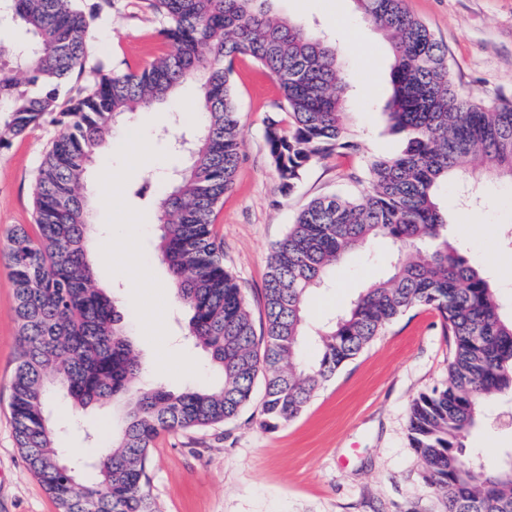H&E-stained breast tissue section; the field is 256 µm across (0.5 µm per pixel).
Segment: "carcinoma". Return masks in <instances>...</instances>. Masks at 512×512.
Segmentation results:
<instances>
[{"instance_id":"cac0c4a2","label":"carcinoma","mask_w":512,"mask_h":512,"mask_svg":"<svg viewBox=\"0 0 512 512\" xmlns=\"http://www.w3.org/2000/svg\"><path fill=\"white\" fill-rule=\"evenodd\" d=\"M272 2L144 0L160 21L157 53L135 68L95 66L92 83L63 100L61 88L86 69L95 19L111 12L114 0L88 12L73 0H0V27L15 23L31 36L0 40V148L33 125L61 126L35 173L34 224H19L8 236L19 336L11 383L17 447L59 512H155L147 461L160 434L236 420L260 376L262 425L292 420L394 320L429 308L453 350L446 384L409 405L410 447L443 512H512V453L472 462L462 456L483 402L512 395V318L489 279L448 241V216L437 200L439 184L450 178L467 190L463 209L480 198L485 179L512 180V101L460 96L447 47L403 0H354L389 42L392 92L384 115L406 144L369 163L368 193L312 200L273 245L259 333L214 232L216 207L235 184L241 156L235 58L251 57L279 88L286 118L269 121L266 140L284 190L311 161L355 148L347 140L348 87L336 47L279 16ZM187 81L199 84L200 121L186 147L172 149L186 164L166 174L158 250L189 312L185 337L222 381L174 392L143 382L118 300L96 284L87 176L118 125L171 99ZM376 240L396 246L391 275L327 316L316 330L314 357L303 359L309 294L327 286L336 262ZM55 386L82 408L123 404L125 425L94 464L90 484L66 462L46 418Z\"/></svg>"}]
</instances>
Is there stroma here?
Here are the masks:
<instances>
[{"mask_svg":"<svg viewBox=\"0 0 512 512\" xmlns=\"http://www.w3.org/2000/svg\"><path fill=\"white\" fill-rule=\"evenodd\" d=\"M407 11L425 23L448 48V67L463 96L492 102L512 100V0H404ZM284 18L314 34L336 39L343 75L350 87L349 139L357 143L337 159L312 162L292 191H284L265 138L269 118L280 117V96L265 70L247 58L234 63L233 81L243 159L235 186L215 211L214 230L224 247V265L246 295L255 322H263V288L271 248L298 212L325 196L358 195L369 187L370 161L402 149L390 133L381 106L391 90L386 42L355 10L354 0H274ZM158 22L141 0H115L98 20L89 65L108 69L141 62L156 42ZM153 110L138 114L141 157L116 160L100 149L93 175L113 174L122 190L110 207L123 217L112 228L114 249H132L146 269L149 288L129 298L124 268L98 261L99 287L112 292L124 312V329L139 352L146 380L179 390L216 384L205 353L183 340L187 313L177 301L168 271L156 249L159 234L155 200L163 174L177 159L156 137ZM58 126L45 122L0 149V252L10 230L33 221L36 168ZM152 186L136 196L144 179ZM440 203L449 233L472 265L495 284L504 314H512V181L490 180L483 197L460 210L454 184L442 185ZM393 247L381 240L349 255L329 273V287L308 302L310 326L370 282L385 278ZM19 350L13 287L0 263V512H58L51 496L28 470L16 446L10 410L11 380ZM450 346L437 314L414 310L396 321L358 357L326 382L296 419L262 427L263 386L235 421L160 435L149 451V488L156 512H438L427 473L410 448L408 413L418 394L448 376ZM46 409L61 430V443L93 464L107 452L122 419L112 405L76 408L51 394ZM467 438L465 456L512 448V400L497 398Z\"/></svg>","mask_w":512,"mask_h":512,"instance_id":"obj_1","label":"stroma"}]
</instances>
